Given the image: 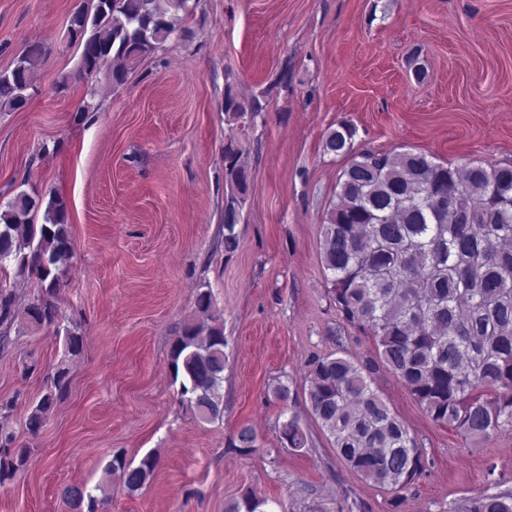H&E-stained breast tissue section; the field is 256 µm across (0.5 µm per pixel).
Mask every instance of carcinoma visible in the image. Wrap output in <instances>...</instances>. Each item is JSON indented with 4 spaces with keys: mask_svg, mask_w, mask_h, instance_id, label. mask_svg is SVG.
Instances as JSON below:
<instances>
[{
    "mask_svg": "<svg viewBox=\"0 0 512 512\" xmlns=\"http://www.w3.org/2000/svg\"><path fill=\"white\" fill-rule=\"evenodd\" d=\"M190 0H78L67 26L68 43L81 48L79 79L95 98L101 83L124 86L139 62L184 36L180 14ZM42 42L28 44L13 66L0 70V112L25 106ZM264 113L256 95L245 97L225 76L224 120L238 136L224 143L226 259L240 245L238 224L250 195L251 170L243 140ZM356 128L328 131L323 153L352 156L336 184V202L323 225L321 255L331 284L330 305L339 323L372 337L374 355H315L308 362L307 402L338 459L365 481L398 497L425 472L424 449L405 423L371 387L382 369L398 377L436 424L475 443L512 429V163L449 166L421 152L352 154ZM43 211V223L32 214ZM67 204L26 192L0 208V350L13 344L12 329L53 330L64 359L44 376L45 392L25 419L36 435L70 388L69 361L83 352L82 329L64 323L59 295L73 258ZM33 279L37 290L20 302L10 277ZM212 294L196 296L198 318L185 323L169 350L182 402L203 422L224 415V328L207 323ZM13 399L0 401V487L24 470L31 449L8 425ZM288 447L309 444L299 418L280 427ZM257 435L239 428L231 447L256 450ZM158 460L138 463L116 454L105 473L119 475L133 495L149 482ZM63 500L75 512H101L83 485H67ZM265 500L247 492L227 512H264ZM462 512H512V494L465 499Z\"/></svg>",
    "mask_w": 512,
    "mask_h": 512,
    "instance_id": "obj_1",
    "label": "carcinoma"
}]
</instances>
